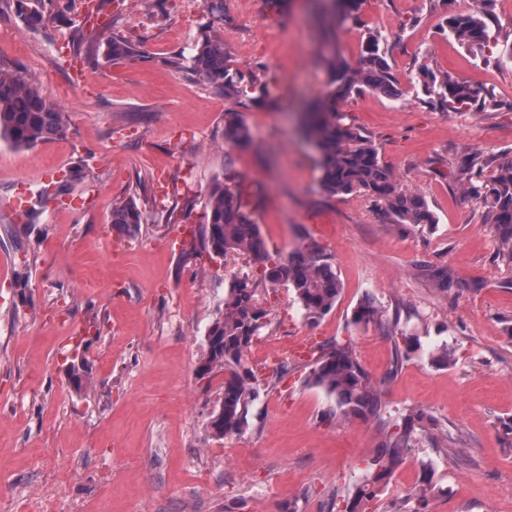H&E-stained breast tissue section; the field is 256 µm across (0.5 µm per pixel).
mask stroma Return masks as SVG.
I'll return each mask as SVG.
<instances>
[{
  "label": "stroma",
  "mask_w": 512,
  "mask_h": 512,
  "mask_svg": "<svg viewBox=\"0 0 512 512\" xmlns=\"http://www.w3.org/2000/svg\"><path fill=\"white\" fill-rule=\"evenodd\" d=\"M112 33L141 55L115 63L86 57L72 21L28 27L12 0H0V66L38 81L66 114L63 137L17 149L0 139V512H279L299 497L303 512H325L333 490L362 475L380 440L375 420L325 423L334 405L305 381L312 343L353 340L383 390L386 409L422 410L435 424L395 469L371 512H391L414 490L422 463L440 488L432 512H512V267L495 259L483 203L466 198L463 159L492 160L512 150V64L497 65L438 26L471 0H364L360 22L336 32V48L358 62L366 34L381 31L403 91L373 93L343 106L372 138L398 189L420 193L432 227H392L368 196H329L314 153L298 135L303 101L325 91L316 58L322 32L310 0H224L212 20L205 0H95ZM245 81L269 99L233 101L172 57L192 56L206 26ZM89 80L75 84L71 65ZM474 83L495 110L441 112L421 103L418 64ZM242 113L253 145L224 137V114ZM66 173L63 200L40 204L46 174ZM233 169L255 195L254 218L273 255L303 236L329 255L342 282L334 310L309 323L286 287L267 297L270 326L253 353L273 360L253 371L265 389L244 433L219 439L208 427L224 376H198L208 328L236 277L255 274L246 257L191 254L205 222L208 188ZM167 190L158 193L157 180ZM37 215L2 207L18 183ZM135 200L138 233L117 234L113 207ZM448 267L442 292L425 266ZM382 321L353 323L366 299ZM417 336L420 350L396 362L394 338ZM448 345L456 362L432 365ZM86 359L90 392L68 381L73 356ZM289 373L276 378L278 362Z\"/></svg>",
  "instance_id": "1"
}]
</instances>
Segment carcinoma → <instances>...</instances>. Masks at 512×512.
Returning a JSON list of instances; mask_svg holds the SVG:
<instances>
[{"instance_id":"cac0c4a2","label":"carcinoma","mask_w":512,"mask_h":512,"mask_svg":"<svg viewBox=\"0 0 512 512\" xmlns=\"http://www.w3.org/2000/svg\"><path fill=\"white\" fill-rule=\"evenodd\" d=\"M54 0H16L19 18L32 28H45L63 15L68 7L53 5ZM362 0H318V22L327 32L338 26L356 24ZM442 32L470 48H497L494 58L500 64L512 61V44L500 43V35L491 30L483 11H465L444 17ZM74 39L88 44L86 54H96L105 47V55L113 61L138 55L135 46L115 34L101 39L85 34L84 27H75ZM385 38L379 31L368 32L359 65L353 66L336 46L321 49L319 58L328 71L327 91L308 102L301 115V129L309 141L320 186L330 196L363 194L373 199L396 226H430L434 222L424 197L416 192L397 190L392 171L381 161L370 136L351 123L342 105L365 92L400 97L402 91L386 59ZM189 68L204 81L224 93L227 99L238 100L247 92L259 93L266 100L260 85L251 89L242 86V76L234 70L224 54V40L216 35H203ZM415 79L425 98L421 102L441 112H463L499 107L497 100L482 89L459 80L450 73L419 64ZM66 119L62 109L41 96L35 80L18 69L0 67V138L16 148H30L53 140L65 132ZM224 136L235 146L246 149L252 136L242 113H224ZM468 180L465 195L488 204L486 223L493 226L498 242L497 260L512 266V152H503L491 163L477 157L465 162ZM233 177L215 179L209 188L205 224L199 237V248L215 256L230 252L247 257L257 265L260 282L249 275L233 279L224 294V308L206 334V349L199 372H224L223 395L210 415L212 434L222 439L241 434L248 426V415L260 398L261 386L247 366L245 355L271 324L270 312L258 298V284L267 289L285 286L300 303L304 317L314 323L336 306L342 286L336 270L323 247L310 237L288 257L274 259L268 253L251 201L237 186ZM142 212L130 200L112 209V228L122 234L138 231ZM383 316L373 301L358 305L353 322L369 323ZM421 348L418 337L401 334L395 342L396 358H411ZM431 363L449 367L456 363L455 351L443 346L430 353ZM69 381L79 393L89 390L91 377L84 360L69 366ZM306 381L321 388L336 403L324 414L323 421L338 419H374L381 423L383 436L363 475L342 495L336 491L327 501V512H365L367 506L389 484L396 467L417 443V434L430 433L431 419L416 408L405 409L400 422L383 419L385 402L380 386L375 384L361 365L349 339L334 338L317 345L309 363ZM437 487L435 470L424 464L408 512H429L431 498Z\"/></svg>"}]
</instances>
